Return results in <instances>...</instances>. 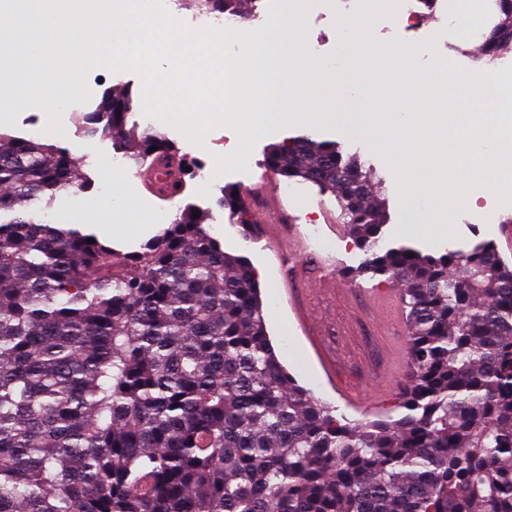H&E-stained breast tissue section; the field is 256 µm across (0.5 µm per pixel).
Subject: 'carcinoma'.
<instances>
[{
    "label": "carcinoma",
    "instance_id": "cac0c4a2",
    "mask_svg": "<svg viewBox=\"0 0 512 512\" xmlns=\"http://www.w3.org/2000/svg\"><path fill=\"white\" fill-rule=\"evenodd\" d=\"M496 6L480 60L512 44V0ZM131 109L110 93L78 124L140 166L171 153L158 133L122 136ZM266 164L336 195L365 255L349 278L403 287L404 414L351 421L299 385L250 263L193 212L121 261L17 215L0 222V512H512V266L488 242H385L372 172L335 142L291 137ZM78 178L63 150L0 135V212ZM219 204L253 229L238 193Z\"/></svg>",
    "mask_w": 512,
    "mask_h": 512
}]
</instances>
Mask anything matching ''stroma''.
Here are the masks:
<instances>
[{
  "label": "stroma",
  "instance_id": "stroma-1",
  "mask_svg": "<svg viewBox=\"0 0 512 512\" xmlns=\"http://www.w3.org/2000/svg\"><path fill=\"white\" fill-rule=\"evenodd\" d=\"M439 13L422 14L421 28L408 31L394 21L391 12L379 10L372 13L365 37L377 45L410 49V70L420 74L434 69L441 76H469L477 82L486 81L487 69L478 64L474 55L483 44V37L464 36L454 30L440 27ZM299 35L303 43L319 58L329 62L339 59L341 37L335 16L318 21L311 15L299 13ZM86 84L91 92L83 111L96 109L105 92L131 91L140 96L142 85L139 77L130 72L114 73L104 67L88 71ZM61 120L64 135H47L46 115L36 107L25 106L16 123L0 125V134L32 139L48 143L64 150L77 167L81 179L90 180L87 189L75 187L57 193L53 202L37 200L27 204V217L41 223L58 224L63 217L77 208H84L85 229L99 232L110 220V214L98 207L103 195L101 185L112 179H121L133 184L138 209L137 219L147 229L140 235L122 240H112L113 249L128 254L140 250L143 244L160 235L174 220L177 212L184 208L200 212L211 233L219 240L225 252L246 257L254 268L261 291L263 313L267 332L280 363L301 386L312 390L314 395L344 412L348 418L370 419L389 415L400 400L405 383V374H386L384 381L370 379L371 367L385 365L388 348L378 335L371 308L360 297L361 290L381 287L380 279L364 277L355 281L345 278V271L360 266L363 252L355 247L340 221V208L334 195L324 193L316 185L298 184L297 195H283L282 200L289 215L298 225H306L315 219L320 231V255L336 262L340 274L339 287L348 289L347 301L324 295L313 288L302 291L304 303L320 317L323 325L322 343L328 358L333 359L336 372L358 392L378 395L386 392V402L371 407L347 404L328 384L307 342L297 332L288 315V301L279 286L276 248H295L299 259L307 254L302 243L281 241L269 242L263 233L246 234L236 218L220 207L224 192L234 190L240 195L256 196L262 189L283 186L282 177L272 172L265 164V155L272 145L302 134L297 125H277L255 144L248 164H236L234 172L221 175L220 179L203 186L196 180H188L185 192L172 200H161L152 196L143 186L138 166L126 164L124 168L108 170L103 167L104 158L117 155L118 149L111 137L88 136L80 131L73 112H63ZM154 131L163 134L181 156L199 162L229 154L235 150L238 136L234 129L220 126L209 131L202 144L191 143L173 126L155 121ZM311 135L319 140L340 143L346 154L358 156L365 167L372 169L382 182V194L388 203L389 223L386 236L391 241H403L422 252L443 254L449 251H468L475 245L490 242L501 247L503 259L512 264V250L503 249L499 226L506 217L512 216V187L492 186L485 194L476 211H459L452 215V230L448 236L428 239L410 230L411 214L402 207L397 194L396 174L381 154L366 147L361 141L349 138L339 126L327 124L311 128Z\"/></svg>",
  "mask_w": 512,
  "mask_h": 512
}]
</instances>
